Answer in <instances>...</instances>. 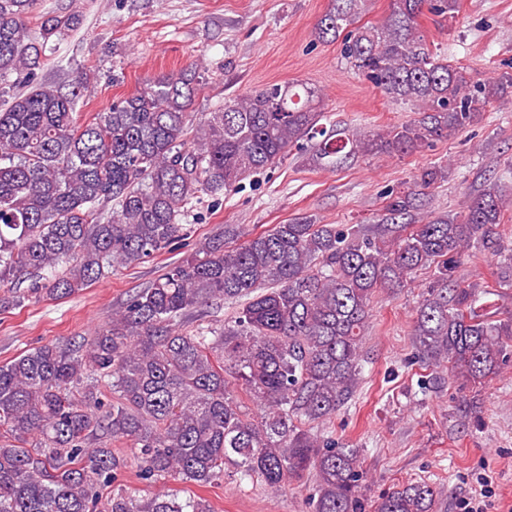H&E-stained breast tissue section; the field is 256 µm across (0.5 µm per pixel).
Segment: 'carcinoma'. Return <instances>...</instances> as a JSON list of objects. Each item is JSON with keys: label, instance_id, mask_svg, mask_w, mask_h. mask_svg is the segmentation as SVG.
<instances>
[{"label": "carcinoma", "instance_id": "obj_1", "mask_svg": "<svg viewBox=\"0 0 512 512\" xmlns=\"http://www.w3.org/2000/svg\"><path fill=\"white\" fill-rule=\"evenodd\" d=\"M368 0H332L318 38H343L350 67L420 118L378 132L320 124L314 89L274 84L194 112L185 70L146 81L106 111L77 106L93 75L71 90L37 81L54 43L79 15L44 13L37 0H0V311L44 296L71 297L114 268L155 257L183 236L206 196L230 194L300 141L339 166L359 156L417 151L451 138L489 105L512 97V77L479 79L432 51L418 18L459 12L460 0H392L379 24L360 25ZM448 167L420 171L428 188ZM415 192L388 194L391 223L370 229L302 217L237 244L239 227L200 243L124 300L109 325L77 344H44L0 364V512H211L201 497L138 499L111 485L126 441L149 480L207 486L233 467L273 491L310 475L311 512H435L426 482L396 485L365 503L356 448L309 428L348 400L361 370L371 299L433 281L416 309L413 344L427 366L474 386L512 356V319L493 296L512 283V248L494 226L512 205V181L489 182L464 222L398 225ZM472 249L503 256L494 283L460 280ZM30 282L24 288V282ZM213 302L233 320L184 330ZM242 382L259 413L243 410L224 376Z\"/></svg>", "mask_w": 512, "mask_h": 512}]
</instances>
